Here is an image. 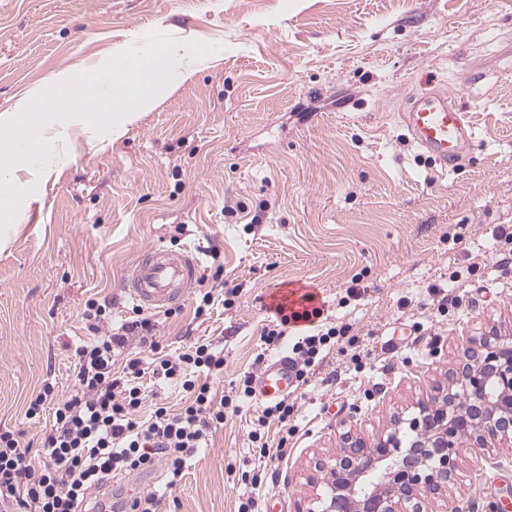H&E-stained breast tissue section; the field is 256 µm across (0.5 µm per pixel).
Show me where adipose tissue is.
<instances>
[{"mask_svg":"<svg viewBox=\"0 0 512 512\" xmlns=\"http://www.w3.org/2000/svg\"><path fill=\"white\" fill-rule=\"evenodd\" d=\"M174 53L162 49L149 58H129L112 83L110 101L87 94L95 75L67 73L53 78L20 98L14 108L0 113V247H6L19 231L14 218L16 202L45 175L43 167L32 162L14 165L23 148L45 146L65 139L102 132L105 139L117 141L146 112L152 111L163 96L178 87L174 78Z\"/></svg>","mask_w":512,"mask_h":512,"instance_id":"ef3b65f1","label":"adipose tissue"}]
</instances>
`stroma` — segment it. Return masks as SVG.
I'll use <instances>...</instances> for the list:
<instances>
[{"instance_id": "1", "label": "stroma", "mask_w": 512, "mask_h": 512, "mask_svg": "<svg viewBox=\"0 0 512 512\" xmlns=\"http://www.w3.org/2000/svg\"><path fill=\"white\" fill-rule=\"evenodd\" d=\"M205 64L116 143L79 142L24 198L21 231L0 252V429L37 441L51 418L25 415L43 382L76 384L72 350L87 300L136 306L126 278L149 244L202 249L212 288L218 248L231 306L154 311L160 351L224 344L231 393L291 352L261 331L277 304L314 294L336 346L288 395L297 432L268 468L258 512H301L314 458L343 435L373 441L447 388L473 336L512 334V0H0V113L57 73H97L112 53L158 47ZM447 89L477 139L454 167L419 150L400 114ZM451 286L447 311L432 287ZM259 398L227 415L176 487L145 473L157 512H237L261 461L249 437ZM459 512H505L512 457L470 448L456 472Z\"/></svg>"}]
</instances>
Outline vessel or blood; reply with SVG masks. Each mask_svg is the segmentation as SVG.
Masks as SVG:
<instances>
[{
  "mask_svg": "<svg viewBox=\"0 0 512 512\" xmlns=\"http://www.w3.org/2000/svg\"><path fill=\"white\" fill-rule=\"evenodd\" d=\"M403 120L416 145L443 166L456 165L475 143L476 132L467 113L443 90L412 98ZM199 273L200 259L193 251L153 244L141 250L127 290L140 306L169 308L188 298ZM296 384L295 370L285 356L254 377L255 390L266 402L286 397Z\"/></svg>",
  "mask_w": 512,
  "mask_h": 512,
  "instance_id": "obj_1",
  "label": "vessel or blood"
}]
</instances>
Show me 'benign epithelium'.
I'll list each match as a JSON object with an SVG mask.
<instances>
[{
  "instance_id": "7a95c632",
  "label": "benign epithelium",
  "mask_w": 512,
  "mask_h": 512,
  "mask_svg": "<svg viewBox=\"0 0 512 512\" xmlns=\"http://www.w3.org/2000/svg\"><path fill=\"white\" fill-rule=\"evenodd\" d=\"M445 393L374 443L311 463L304 512H457L452 486L466 445L512 453V336H482Z\"/></svg>"
}]
</instances>
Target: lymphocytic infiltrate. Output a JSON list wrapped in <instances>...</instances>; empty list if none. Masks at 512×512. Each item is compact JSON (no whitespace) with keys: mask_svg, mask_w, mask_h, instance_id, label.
I'll use <instances>...</instances> for the list:
<instances>
[{"mask_svg":"<svg viewBox=\"0 0 512 512\" xmlns=\"http://www.w3.org/2000/svg\"><path fill=\"white\" fill-rule=\"evenodd\" d=\"M106 310L105 304L91 299L81 313L90 337L74 351V393L60 396L48 382L29 401L27 416L52 415V425L41 439L43 463L28 462L31 447L20 435L0 431V501L11 502L12 512H85L91 492L106 490L113 477L158 467L168 475L169 486H176L187 458L223 425L225 409L239 410L240 399L254 395L250 375L244 376L235 395H215L212 382L224 375V350L211 342H195L173 356H156L148 366L134 355L122 372H114L115 356L130 342L157 350L151 338L156 324L144 317L105 333L101 325ZM147 372L155 382L185 392L179 412L143 386ZM295 411V404L282 399L263 404L251 419L249 436L260 457L287 460ZM273 422L283 428L274 443L269 440Z\"/></svg>","mask_w":512,"mask_h":512,"instance_id":"1","label":"lymphocytic infiltrate"}]
</instances>
